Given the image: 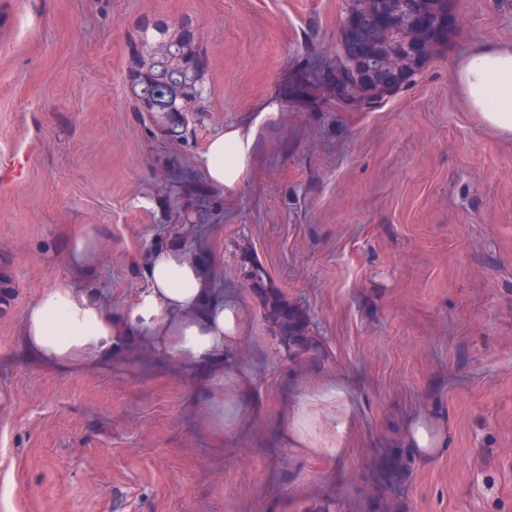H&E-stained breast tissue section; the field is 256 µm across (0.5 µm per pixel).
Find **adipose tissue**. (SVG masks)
I'll list each match as a JSON object with an SVG mask.
<instances>
[{
    "mask_svg": "<svg viewBox=\"0 0 512 512\" xmlns=\"http://www.w3.org/2000/svg\"><path fill=\"white\" fill-rule=\"evenodd\" d=\"M453 82L488 129L512 138V43H480L457 64ZM268 101L241 125L212 136L198 164L210 185L238 193L258 153V133L278 113ZM145 285L113 314L111 306L71 280L57 281L28 309L26 348L48 366L79 367L104 357L131 334L157 344L181 361L212 365L210 424L224 433L225 386L238 372L230 358L245 324L234 301L203 306L210 280L198 261L178 247L155 250L144 268ZM352 393L344 383L299 399L284 424L293 447L306 446V431L321 436L334 458H343L354 426Z\"/></svg>",
    "mask_w": 512,
    "mask_h": 512,
    "instance_id": "obj_1",
    "label": "adipose tissue"
}]
</instances>
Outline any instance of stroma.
Wrapping results in <instances>:
<instances>
[{"instance_id":"stroma-1","label":"stroma","mask_w":512,"mask_h":512,"mask_svg":"<svg viewBox=\"0 0 512 512\" xmlns=\"http://www.w3.org/2000/svg\"><path fill=\"white\" fill-rule=\"evenodd\" d=\"M351 0H0V512H357L373 461L419 413L446 448L416 461L403 512H512V138L453 83L479 42H512V0H454L448 47L374 108L330 85ZM199 23L208 112L154 135L126 74L142 20ZM237 194L203 177L207 141L268 100ZM150 206H143V199ZM99 241L88 287L120 312L161 247L210 275L208 302L246 311V381L208 426L211 368L130 336L80 369L23 345L28 307L71 276L70 235ZM304 310L317 361L294 360L260 289ZM354 392L343 461L279 423L336 381Z\"/></svg>"}]
</instances>
